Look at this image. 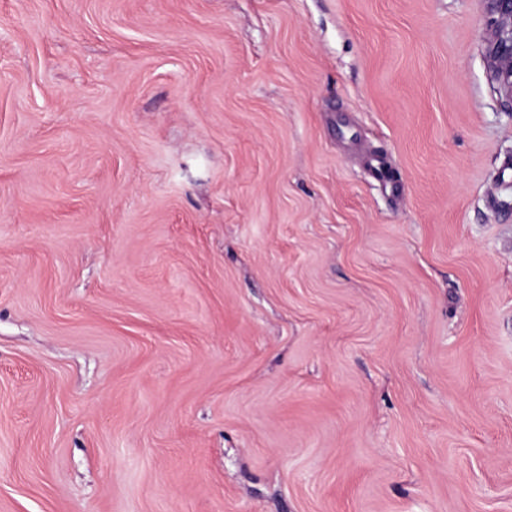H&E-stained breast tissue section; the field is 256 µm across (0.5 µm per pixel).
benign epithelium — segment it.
I'll list each match as a JSON object with an SVG mask.
<instances>
[{
    "label": "benign epithelium",
    "instance_id": "7a95c632",
    "mask_svg": "<svg viewBox=\"0 0 512 512\" xmlns=\"http://www.w3.org/2000/svg\"><path fill=\"white\" fill-rule=\"evenodd\" d=\"M489 17L484 56L491 82L512 105V0H483Z\"/></svg>",
    "mask_w": 512,
    "mask_h": 512
}]
</instances>
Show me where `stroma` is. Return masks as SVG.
<instances>
[{"label":"stroma","mask_w":512,"mask_h":512,"mask_svg":"<svg viewBox=\"0 0 512 512\" xmlns=\"http://www.w3.org/2000/svg\"><path fill=\"white\" fill-rule=\"evenodd\" d=\"M486 22L0 0V512H512Z\"/></svg>","instance_id":"35a3bbf8"}]
</instances>
